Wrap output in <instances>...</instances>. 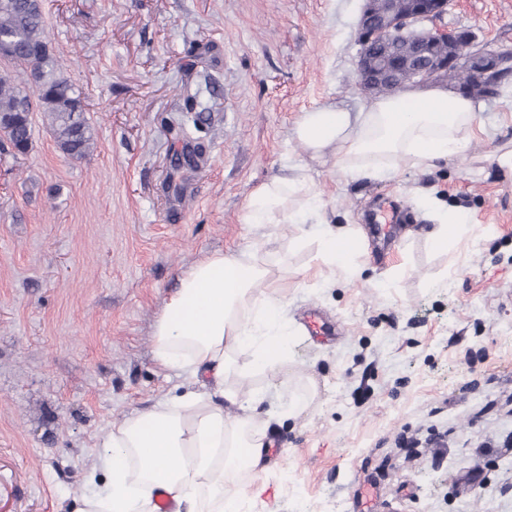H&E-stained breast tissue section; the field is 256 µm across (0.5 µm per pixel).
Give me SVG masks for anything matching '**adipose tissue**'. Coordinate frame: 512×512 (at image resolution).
Masks as SVG:
<instances>
[{"instance_id": "ef3b65f1", "label": "adipose tissue", "mask_w": 512, "mask_h": 512, "mask_svg": "<svg viewBox=\"0 0 512 512\" xmlns=\"http://www.w3.org/2000/svg\"><path fill=\"white\" fill-rule=\"evenodd\" d=\"M478 110L443 87L407 90L365 100L355 113L307 110L294 137L313 158L331 156L350 175L371 178L407 164L430 169L462 154L475 136ZM315 202L312 181L299 169L256 188L244 221L262 228L291 224L303 238ZM319 241L330 269L350 271L360 235L329 228ZM272 245L264 235L235 255H210L183 273L155 326V359L193 387L174 399L158 398L104 434L97 468L86 479L105 483L84 498L79 512H157L160 496L172 512H236V474L257 470L263 461L264 436L253 412L264 393L225 388L232 355L248 352L259 372L288 355L286 301L267 261Z\"/></svg>"}]
</instances>
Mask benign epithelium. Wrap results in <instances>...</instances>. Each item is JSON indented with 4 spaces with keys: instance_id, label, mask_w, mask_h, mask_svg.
I'll return each instance as SVG.
<instances>
[{
    "instance_id": "obj_1",
    "label": "benign epithelium",
    "mask_w": 512,
    "mask_h": 512,
    "mask_svg": "<svg viewBox=\"0 0 512 512\" xmlns=\"http://www.w3.org/2000/svg\"><path fill=\"white\" fill-rule=\"evenodd\" d=\"M449 0H364L358 20L359 85L368 92H394L412 83L425 86L448 69L463 70L480 82L512 75V52L483 48L468 37L469 51L450 56L444 47L459 36L426 28L447 10Z\"/></svg>"
}]
</instances>
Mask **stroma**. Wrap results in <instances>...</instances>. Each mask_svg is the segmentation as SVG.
<instances>
[{"mask_svg":"<svg viewBox=\"0 0 512 512\" xmlns=\"http://www.w3.org/2000/svg\"><path fill=\"white\" fill-rule=\"evenodd\" d=\"M49 46L94 139L63 155L40 112L0 149V507L78 512L104 432L183 379L155 361L180 275L257 233L249 194L303 165L332 225L359 229L363 273L326 285L316 238L269 227L284 256L288 359L264 390L278 454L241 473L243 512H512V80L482 134L423 170L354 179L293 137L304 111H357L363 0H41ZM440 23L512 51V0H452ZM201 145L198 167L177 164ZM482 228L433 250L425 197ZM407 208L378 253L366 212ZM339 328L312 338L309 308Z\"/></svg>","mask_w":512,"mask_h":512,"instance_id":"stroma-1","label":"stroma"}]
</instances>
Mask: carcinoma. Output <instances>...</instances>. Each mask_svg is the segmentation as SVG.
I'll return each instance as SVG.
<instances>
[{
    "label": "carcinoma",
    "mask_w": 512,
    "mask_h": 512,
    "mask_svg": "<svg viewBox=\"0 0 512 512\" xmlns=\"http://www.w3.org/2000/svg\"><path fill=\"white\" fill-rule=\"evenodd\" d=\"M0 50L30 86L23 93L10 75L0 74V138L17 154L31 145L30 112L38 108L60 151L80 159L90 152L92 135L81 92L63 75L49 50L39 0H0Z\"/></svg>",
    "instance_id": "1"
}]
</instances>
